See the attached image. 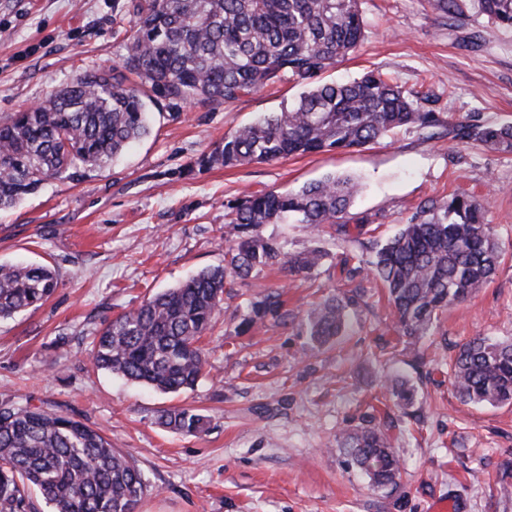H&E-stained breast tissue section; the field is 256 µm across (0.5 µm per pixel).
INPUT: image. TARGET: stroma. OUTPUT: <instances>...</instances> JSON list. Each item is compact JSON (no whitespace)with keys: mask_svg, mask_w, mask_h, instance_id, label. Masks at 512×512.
Masks as SVG:
<instances>
[{"mask_svg":"<svg viewBox=\"0 0 512 512\" xmlns=\"http://www.w3.org/2000/svg\"><path fill=\"white\" fill-rule=\"evenodd\" d=\"M134 0H0V117L36 105L75 73L119 63L117 22ZM365 39L326 74L347 81L377 69L426 96L447 120L435 136L398 130L342 153L239 167H203L226 133L291 105L303 85L282 79L221 106L158 101L151 132L111 165L50 180L0 210V262L53 266L58 286L35 310L0 319V399L69 415L135 461L151 486L136 512H512V404L462 402L439 364L475 337L512 340V154L454 139L463 125L512 124V29L468 12L456 19L429 0H361ZM363 182L350 213L367 218L359 241L331 228L265 224L288 253L321 248L311 276L267 268L224 291V311L204 338L208 376L195 390L162 394L88 363V335L199 271L224 261L227 206L245 195L295 190L327 175ZM465 190L488 199L502 249L494 279L439 314L416 361L379 282L347 336L315 348L305 315L348 289L344 257H362L408 223L425 201ZM285 289L281 317L239 324L257 285ZM399 375L417 388L393 443L400 485L374 488L349 466L336 436L359 425ZM191 407L204 433H177L160 410Z\"/></svg>","mask_w":512,"mask_h":512,"instance_id":"obj_1","label":"stroma"}]
</instances>
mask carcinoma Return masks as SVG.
Instances as JSON below:
<instances>
[{
  "label": "carcinoma",
  "mask_w": 512,
  "mask_h": 512,
  "mask_svg": "<svg viewBox=\"0 0 512 512\" xmlns=\"http://www.w3.org/2000/svg\"><path fill=\"white\" fill-rule=\"evenodd\" d=\"M360 0H138L125 30L126 55L112 68L93 66L52 90L35 108L0 119V209L36 192L50 178L74 180L103 168L149 133L151 96L218 106L288 78L307 87L292 108L236 129L199 159L201 166L234 167L294 155L364 147L397 128L431 131L440 113L398 81L374 70L347 82L324 74L364 40ZM456 17L467 10L512 28V0H433ZM460 138L512 153V126H463ZM359 183L328 175L297 190L245 196L231 208L224 264L143 301L103 323L90 341L92 368L164 394L193 389L207 373L201 340L222 310L224 289L279 265L310 274L324 258L319 249L295 255L257 232L263 224H326L353 239L365 219H346ZM487 202L467 193L421 204L408 224L372 247V256L346 278L364 274L381 282L402 336L417 342L439 312L484 288L500 266L501 248L487 224ZM48 264L0 262V319L45 303L57 288ZM283 292L267 290L252 302L241 325L279 316ZM365 293L356 285L342 299L326 297L306 314L309 335L325 344L345 331L348 310ZM448 380L464 402L512 401V341L478 337L463 343ZM403 410L415 389L395 383ZM342 433L336 446L377 488L397 487L399 465L390 435L375 423ZM176 432L201 433L204 417L187 407L159 411ZM148 490L142 470L114 451L98 431L64 414L11 399L0 401V512H37L35 492L52 512H136Z\"/></svg>",
  "instance_id": "cac0c4a2"
}]
</instances>
